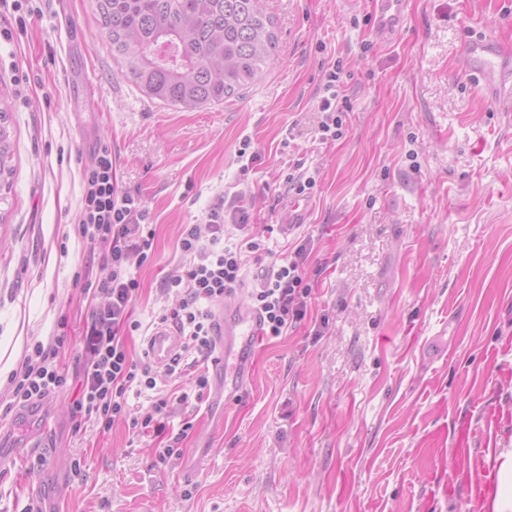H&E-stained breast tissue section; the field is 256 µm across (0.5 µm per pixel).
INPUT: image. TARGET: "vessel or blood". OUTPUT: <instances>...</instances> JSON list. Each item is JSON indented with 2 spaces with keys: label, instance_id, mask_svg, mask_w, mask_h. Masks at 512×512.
<instances>
[{
  "label": "vessel or blood",
  "instance_id": "b4317fda",
  "mask_svg": "<svg viewBox=\"0 0 512 512\" xmlns=\"http://www.w3.org/2000/svg\"><path fill=\"white\" fill-rule=\"evenodd\" d=\"M372 32L383 38L402 27L407 0H373ZM462 53L469 62L473 80L490 98L500 97L507 83L512 82V52L495 39L482 36L467 40ZM218 355L212 363V402L220 406L238 397L252 376L251 354L260 339L262 327L258 313L242 304L235 296H227L215 312ZM181 338L171 328L157 326L146 341V354L152 363H168L179 352ZM458 464L465 470V483L472 499L492 512L496 488L488 479L471 474V428L462 422L454 432Z\"/></svg>",
  "mask_w": 512,
  "mask_h": 512
}]
</instances>
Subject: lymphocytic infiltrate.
Listing matches in <instances>:
<instances>
[{
    "mask_svg": "<svg viewBox=\"0 0 512 512\" xmlns=\"http://www.w3.org/2000/svg\"><path fill=\"white\" fill-rule=\"evenodd\" d=\"M341 68L331 65L325 73L317 110L322 139L342 134L337 87ZM83 197L77 231L97 249L108 278L84 281L80 288L92 304L90 320L82 339L79 366L81 394L75 410L103 429L127 416V394L131 389L150 391L149 406L133 426L163 433L172 402H185L188 393L177 397L156 396L157 376L148 365L137 363L124 343L129 330L130 308L140 283L135 275L152 256L155 231L147 223L149 212L139 192L122 188L116 178L112 148L103 144L82 174ZM254 196L236 192L227 203L216 202L202 223L185 225L179 239L182 266L166 283L167 292L177 296L174 307L163 310L162 324L173 327L183 343L181 353L169 364L167 377L182 378L184 357L190 353L208 356L214 348L215 323L212 306L239 289H246L251 308L262 320L264 332L272 337L286 335L289 327L307 313L311 287L305 281L309 249L297 245L283 257H272L260 239L244 234L248 209ZM264 262L261 278L246 285L244 268L249 261ZM66 333L53 336L49 344H35L19 369L9 377L14 404L23 406L43 400L66 388L67 373L58 358L71 347Z\"/></svg>",
    "mask_w": 512,
    "mask_h": 512,
    "instance_id": "f902f5d3",
    "label": "lymphocytic infiltrate"
}]
</instances>
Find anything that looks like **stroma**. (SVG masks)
Masks as SVG:
<instances>
[{"label":"stroma","instance_id":"obj_1","mask_svg":"<svg viewBox=\"0 0 512 512\" xmlns=\"http://www.w3.org/2000/svg\"><path fill=\"white\" fill-rule=\"evenodd\" d=\"M0 45V98L10 104L14 174L0 203V451L22 449L24 473L0 469V512H482L461 492L430 498L432 477L460 481L453 429L512 413V93L475 87L461 45L481 33L512 50V0H408L401 30L377 40L372 0H264L278 54L243 96L192 111L144 97L115 62L95 0H70L83 39L70 43L55 0ZM342 61V135L322 140L316 112L326 68ZM28 76V95L18 79ZM250 140L258 159L242 170ZM112 147L117 180L139 190L156 228L137 272L143 327L174 306L182 227L224 194L251 191L249 231L303 224L275 251L308 240L306 318L266 337L246 391L213 413L189 399L179 455L130 419L102 430L74 414L76 382L46 401L52 430L28 445L9 377L28 348L66 321L86 322L76 278L104 279L75 222L94 148ZM316 178L288 192L289 174ZM208 438L198 469L181 463ZM497 512H512V420L495 436Z\"/></svg>","mask_w":512,"mask_h":512}]
</instances>
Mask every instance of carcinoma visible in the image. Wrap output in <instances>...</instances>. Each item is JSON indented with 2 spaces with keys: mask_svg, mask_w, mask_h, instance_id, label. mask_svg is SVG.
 Returning <instances> with one entry per match:
<instances>
[{
  "mask_svg": "<svg viewBox=\"0 0 512 512\" xmlns=\"http://www.w3.org/2000/svg\"><path fill=\"white\" fill-rule=\"evenodd\" d=\"M112 55L148 99L184 110L220 104L251 85L276 51L262 0H96ZM9 112L0 108V200L10 191Z\"/></svg>",
  "mask_w": 512,
  "mask_h": 512,
  "instance_id": "1",
  "label": "carcinoma"
}]
</instances>
